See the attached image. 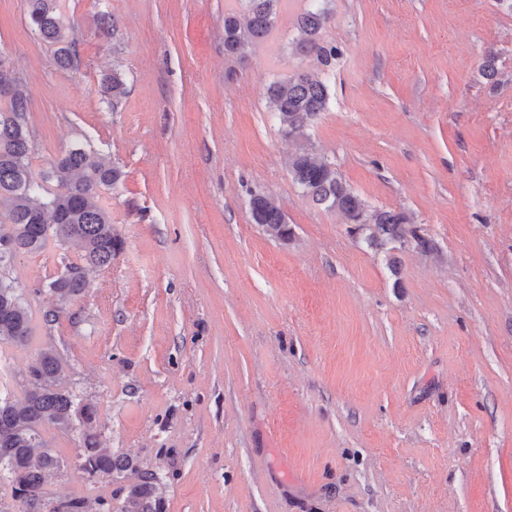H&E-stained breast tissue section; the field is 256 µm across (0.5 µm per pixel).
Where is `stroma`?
<instances>
[{
	"mask_svg": "<svg viewBox=\"0 0 512 512\" xmlns=\"http://www.w3.org/2000/svg\"><path fill=\"white\" fill-rule=\"evenodd\" d=\"M56 4L73 67L28 0H0V57L30 94L34 173L78 145L120 170L99 203L123 247L50 326L44 287L79 250L14 257L33 332L0 345V393L21 397L55 350L60 386L94 405L102 447L157 475L164 512H512V0H332L327 68L291 48L305 0L241 56L224 49L239 0ZM299 70L329 80L317 151L429 249L373 250L293 183L266 89ZM255 193L290 241L253 224ZM41 434L67 463L48 493L119 512L134 474L81 470L80 430ZM55 0H28L29 18L42 40L56 45V59L63 68L72 67L76 59L75 42L65 36L64 27L56 14Z\"/></svg>",
	"mask_w": 512,
	"mask_h": 512,
	"instance_id": "35a3bbf8",
	"label": "stroma"
}]
</instances>
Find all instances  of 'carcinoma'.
I'll use <instances>...</instances> for the list:
<instances>
[{
  "label": "carcinoma",
  "mask_w": 512,
  "mask_h": 512,
  "mask_svg": "<svg viewBox=\"0 0 512 512\" xmlns=\"http://www.w3.org/2000/svg\"><path fill=\"white\" fill-rule=\"evenodd\" d=\"M241 9L224 16V50L241 53L255 42L265 39L274 29L281 0H240ZM29 18L42 40L56 46L59 66H73L75 42L65 36L56 14L55 0H28ZM330 0H306L297 16L296 27L301 40L295 51L314 55L330 66L338 49L326 45L322 31L332 22ZM10 89L0 94V212L8 214L10 226L0 227V269L22 252L42 250L48 239L71 243L81 251L88 265L105 268L120 249L121 240L112 230L110 215L99 204V190L116 184L121 172L106 166L93 151L77 146L51 170L34 175L30 168L32 141L27 123L29 96L17 78H10ZM106 92L112 102L126 93L119 70L107 78ZM267 100L280 124L282 135L293 143L288 155V171L302 194L327 210L339 211L367 245L377 250L412 234L424 249L429 243L408 228L409 217L393 210H368L365 202L343 181L335 165L318 156L310 139L311 121L327 110L330 101L328 84L306 72H297L272 82ZM53 180L54 192H45L44 183ZM253 223L260 225L271 238L292 239L293 231L283 213L264 195L250 200ZM86 286L84 267L71 263L65 272L47 284L57 305L45 312L51 323L67 313L71 301ZM32 310L13 283L0 275V344L9 342L25 346L32 336ZM61 360L49 348L38 353L26 369L27 386L21 400L0 396V481L11 486L12 499L22 512H89L80 498H54L45 491L47 473L60 470L64 461L50 448L40 434L41 426L52 424L70 430L75 420L89 424L95 418L94 406L82 402L72 390L57 384ZM85 448L79 468L94 475H112L131 471L136 481L127 487L120 512H161L157 493V477L141 471L132 460L112 456L100 447L96 436L85 434ZM40 452H35V449Z\"/></svg>",
  "instance_id": "cac0c4a2"
}]
</instances>
